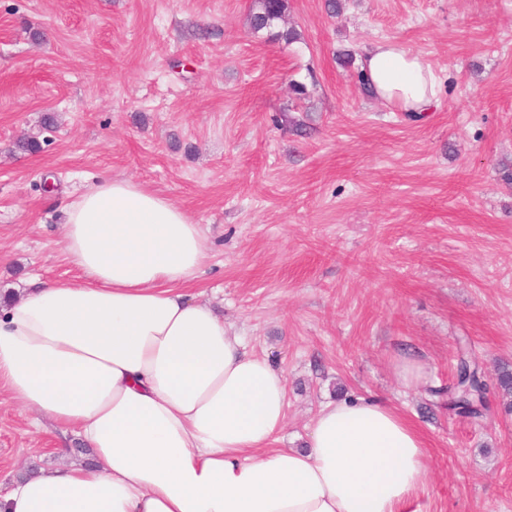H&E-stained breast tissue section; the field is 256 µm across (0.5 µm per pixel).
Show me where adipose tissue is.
<instances>
[{"mask_svg": "<svg viewBox=\"0 0 512 512\" xmlns=\"http://www.w3.org/2000/svg\"><path fill=\"white\" fill-rule=\"evenodd\" d=\"M360 65L404 112L433 105L420 55L381 39ZM78 283L33 280L0 306V387L74 434L91 463L21 476L0 512H404L428 470L395 408L342 399L278 448L286 378L191 291L206 238L182 207L106 178L62 209Z\"/></svg>", "mask_w": 512, "mask_h": 512, "instance_id": "obj_1", "label": "adipose tissue"}]
</instances>
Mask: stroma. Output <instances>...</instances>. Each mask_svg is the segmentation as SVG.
<instances>
[{
	"mask_svg": "<svg viewBox=\"0 0 512 512\" xmlns=\"http://www.w3.org/2000/svg\"><path fill=\"white\" fill-rule=\"evenodd\" d=\"M252 5L0 0V291L79 281L63 204L133 179L200 224L196 293L284 373L278 447H304L324 404L387 403L429 456L406 512H512V410L494 387L512 366V0H344L336 17L288 0L290 44L251 32ZM379 39L439 78L419 120L338 61ZM30 135L40 151L18 150ZM463 337L492 385L476 421L437 395ZM406 355L426 368L414 387L393 371ZM80 445L0 396L1 483Z\"/></svg>",
	"mask_w": 512,
	"mask_h": 512,
	"instance_id": "stroma-1",
	"label": "stroma"
}]
</instances>
